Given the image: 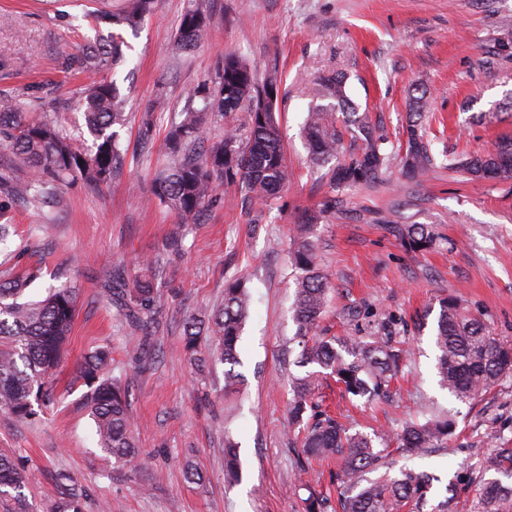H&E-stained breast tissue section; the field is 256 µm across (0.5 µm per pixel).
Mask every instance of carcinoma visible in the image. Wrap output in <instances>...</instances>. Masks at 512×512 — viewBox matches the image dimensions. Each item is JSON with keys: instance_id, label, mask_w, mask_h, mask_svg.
<instances>
[{"instance_id": "cac0c4a2", "label": "carcinoma", "mask_w": 512, "mask_h": 512, "mask_svg": "<svg viewBox=\"0 0 512 512\" xmlns=\"http://www.w3.org/2000/svg\"><path fill=\"white\" fill-rule=\"evenodd\" d=\"M155 0H126L115 14L102 18L136 33L154 12ZM211 15L189 0L179 20L176 46L193 45L210 25ZM125 39L114 33L95 42L79 56L67 58L89 71L112 69L123 58ZM346 75L327 72L315 79L314 98L302 126L310 162L322 171L331 190L383 182L391 168V155L384 152V139L366 114L356 112L345 90ZM277 75L257 78L256 69L235 53H227L216 80L197 83L184 92V105L173 118L165 137L167 165L154 178L149 203L157 202L176 213L180 223L194 224L213 202L219 188L232 190L243 199L268 202L288 185L291 172L286 163L276 109ZM125 97L114 80H96L84 89L85 130L73 133L56 118L31 120L18 97L0 96V193L32 206L58 204L66 182L98 190L111 180L123 158L118 130L125 127ZM167 107L159 96L144 113L138 139L146 148L154 140L153 114ZM244 113L238 125H229L224 137L212 139L205 126L207 115L224 118ZM428 112V91L412 96L401 157L406 174L432 167L435 157L422 120ZM350 133L355 148L344 153V134ZM448 168L474 180L512 179V139L502 140L486 155H471L448 163ZM317 212H303L290 251L295 277L292 312L294 339L301 344V366L312 365L294 378L290 415L304 432L302 451L306 462L334 459L341 463L348 492L339 499L340 512H422L427 493L438 477L427 471L402 469L393 478L365 480V474L381 464V451L371 437L350 433L336 418L317 409L312 401L318 378L336 377L344 391L359 399L387 394L393 376L411 357L396 341L393 324L382 322L368 336L327 338L318 335L327 306L330 282L318 266L314 230ZM387 230L410 250L427 247L434 233L421 224H400L381 219ZM165 265L156 256L145 262L141 274L128 282L117 268L102 293L107 305L134 331L143 334L141 359H148L147 335L157 324L161 295L157 281ZM41 274L32 267L23 274L0 270V408L20 418L36 414L34 406L54 407L61 402L54 378L65 344L77 316L80 289L74 285L56 288L37 301L25 298L29 285ZM250 296L239 280L224 288V302L207 315L188 318L183 325L184 352L196 367L212 361L229 366L224 371V389L240 386L234 371L238 363L237 342L249 317ZM439 386L460 401L473 400L504 377L512 376V343L496 338L478 316L464 310L454 299L440 303L434 334ZM109 348L90 350L78 364L74 382L88 388L98 446L117 463L139 456V440L122 381L111 373ZM454 435L451 419L435 414L423 423H413L396 436L399 447L428 456L448 447ZM224 472L228 482L239 477L237 444L224 438ZM474 498L469 512H512V448H493L477 472L468 476ZM57 496L49 512H84L85 494L64 473L56 477ZM24 474L16 459L0 453V495H10L18 509L25 508Z\"/></svg>"}]
</instances>
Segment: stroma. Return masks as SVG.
Here are the masks:
<instances>
[{
	"label": "stroma",
	"instance_id": "1",
	"mask_svg": "<svg viewBox=\"0 0 512 512\" xmlns=\"http://www.w3.org/2000/svg\"><path fill=\"white\" fill-rule=\"evenodd\" d=\"M202 2L214 24L192 50L174 41L188 0H155L151 17L128 35L125 62L113 74L126 96L128 123L120 132L126 154L112 180L97 192L65 187L60 207L16 205L0 214L27 247L21 258L1 251L0 265L43 266L28 298L72 283L82 290L71 344L56 369L67 390L63 402L28 421L0 410V452L23 466L29 512H46L61 470L86 491L88 512H304L309 492L336 497L339 465H301L288 416L291 382L302 373L293 364L299 348L291 313L292 230L302 211L333 195L336 210L315 231L333 288L319 331L365 336L374 323L393 319L413 355L390 398L352 405L331 378L316 398L351 431L370 436L398 432L430 410L450 414L456 430L448 450L419 457L389 449L390 475L410 468L440 476L428 497L432 510L444 500L446 482L478 468L488 449L512 445V378L466 403L441 390L435 320L427 315L452 298L512 342V180L471 181L448 169L450 159L512 138V114L498 109L512 96V0ZM121 3L0 0V94L22 98L32 118L82 124L80 92L90 76L64 69L62 61L110 32L93 11L116 12ZM228 51L259 75L276 70L283 148L294 177L271 205L225 194L200 223L183 225L168 208L141 199L167 163L164 139L184 88L214 79ZM325 72L347 75L348 97L369 114L391 154L402 141L408 93L424 85L431 93L425 124L434 167L413 179L395 171L383 183L331 191L300 135L310 84ZM159 95L168 109L156 113L155 139L144 149L137 142L141 117ZM387 213L402 224L431 227L435 244L407 250L380 223ZM173 237L181 239V251H167ZM160 253L162 318L151 338L154 358L143 362L101 293L113 266L132 278L143 259ZM236 278L245 281L252 307L239 343L237 370L245 382L228 393L223 364L203 375L191 366L181 322L220 305L225 284ZM100 345L111 347L112 373L128 386L141 454L127 464L104 457L84 405L87 388L71 382L81 356ZM228 433L240 445L243 477L235 485L224 480ZM188 462L201 468L202 482L185 479Z\"/></svg>",
	"mask_w": 512,
	"mask_h": 512
}]
</instances>
